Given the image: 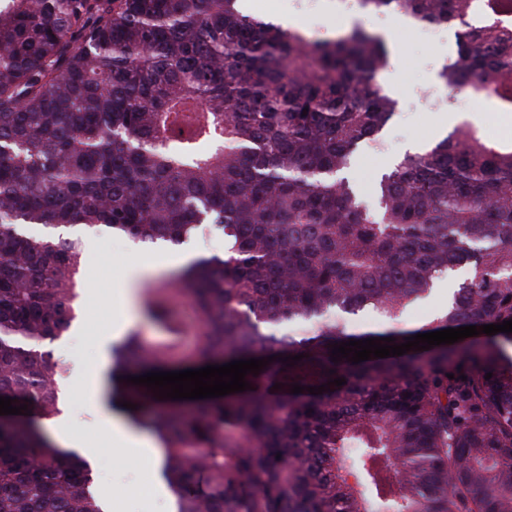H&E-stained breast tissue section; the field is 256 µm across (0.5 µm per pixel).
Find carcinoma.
<instances>
[{"mask_svg":"<svg viewBox=\"0 0 512 512\" xmlns=\"http://www.w3.org/2000/svg\"><path fill=\"white\" fill-rule=\"evenodd\" d=\"M361 5L460 27L462 63L439 77L512 112V0ZM389 53L374 31L314 41L242 0H0V396L31 410L0 416V512H103L89 462L40 424L65 373L43 347L77 318L81 252L61 229L179 246L202 224L224 254L141 291L167 342L112 348V408L160 441L176 512H512V333L331 361L334 343L512 319V139L460 127L382 174L372 208L347 177L396 107ZM461 264L432 326L350 330L365 310L398 321ZM192 330L195 369L304 358L187 417L123 407L145 399L123 364Z\"/></svg>","mask_w":512,"mask_h":512,"instance_id":"carcinoma-1","label":"carcinoma"}]
</instances>
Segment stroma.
Segmentation results:
<instances>
[{
	"label": "stroma",
	"mask_w": 512,
	"mask_h": 512,
	"mask_svg": "<svg viewBox=\"0 0 512 512\" xmlns=\"http://www.w3.org/2000/svg\"><path fill=\"white\" fill-rule=\"evenodd\" d=\"M246 10L301 27L323 41L335 39L339 31L355 25L384 34L389 40L391 52L379 82L395 100V114L377 142L357 154L349 171L364 196H371L380 175L405 155L425 151L437 143L435 125L441 117L451 118L457 128L472 126L489 141L503 139L505 131H512V112L497 111L493 101L475 97L468 107H446L448 92L439 73L457 57L454 32L429 40L396 14L360 8L351 15H340L338 0H317L315 8L303 14L294 12L290 0H246ZM68 234L81 240L83 287L78 299L79 317L52 344L54 358L72 372L111 356L113 345L131 331L149 343H162L163 331L142 317L124 324L114 296L130 263L169 259L175 257V250L166 246L137 249L126 238L93 235L79 226L69 229ZM64 404L69 409L67 423L72 433L96 450L90 458L94 481L99 487L110 486L111 512H175L174 498L160 471L146 473L138 453L116 450L105 440L104 418L83 393L74 392Z\"/></svg>",
	"instance_id": "obj_1"
}]
</instances>
